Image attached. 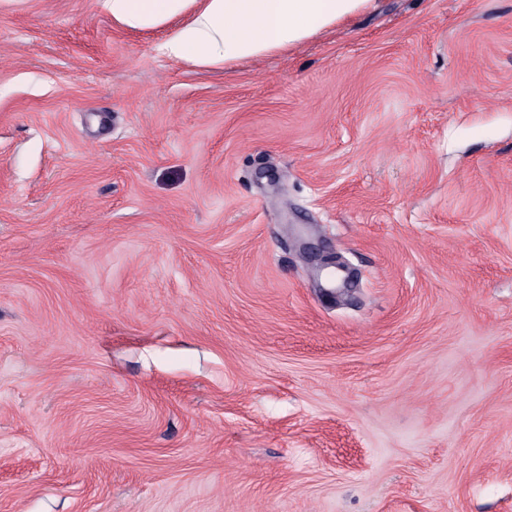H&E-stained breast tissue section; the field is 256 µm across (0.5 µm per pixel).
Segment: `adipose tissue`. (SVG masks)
<instances>
[{
	"label": "adipose tissue",
	"instance_id": "ef3b65f1",
	"mask_svg": "<svg viewBox=\"0 0 512 512\" xmlns=\"http://www.w3.org/2000/svg\"><path fill=\"white\" fill-rule=\"evenodd\" d=\"M131 29L181 25L157 46L160 55L218 67L293 48L373 7L374 0H101Z\"/></svg>",
	"mask_w": 512,
	"mask_h": 512
}]
</instances>
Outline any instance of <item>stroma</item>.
Returning a JSON list of instances; mask_svg holds the SVG:
<instances>
[{"mask_svg":"<svg viewBox=\"0 0 512 512\" xmlns=\"http://www.w3.org/2000/svg\"><path fill=\"white\" fill-rule=\"evenodd\" d=\"M168 33L0 0V512H512V0Z\"/></svg>","mask_w":512,"mask_h":512,"instance_id":"obj_1","label":"stroma"}]
</instances>
